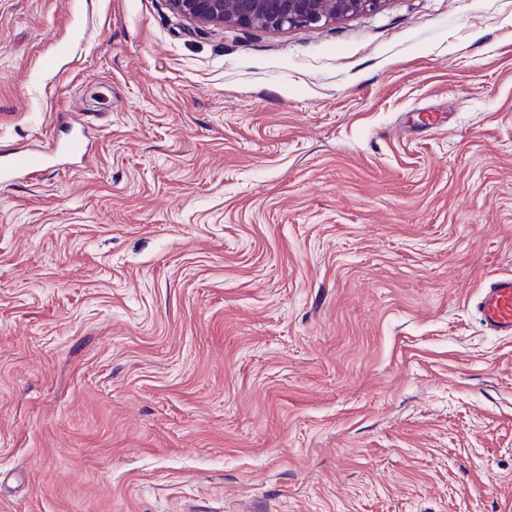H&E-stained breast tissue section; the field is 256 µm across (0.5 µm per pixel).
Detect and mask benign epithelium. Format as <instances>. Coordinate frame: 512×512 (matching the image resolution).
Returning a JSON list of instances; mask_svg holds the SVG:
<instances>
[{"instance_id":"benign-epithelium-1","label":"benign epithelium","mask_w":512,"mask_h":512,"mask_svg":"<svg viewBox=\"0 0 512 512\" xmlns=\"http://www.w3.org/2000/svg\"><path fill=\"white\" fill-rule=\"evenodd\" d=\"M170 9L195 23L224 28L272 30L326 25L356 12H374L382 0H167Z\"/></svg>"}]
</instances>
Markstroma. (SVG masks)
<instances>
[{
    "instance_id": "obj_1",
    "label": "stroma",
    "mask_w": 512,
    "mask_h": 512,
    "mask_svg": "<svg viewBox=\"0 0 512 512\" xmlns=\"http://www.w3.org/2000/svg\"><path fill=\"white\" fill-rule=\"evenodd\" d=\"M0 512H512V0L228 28L0 0ZM83 137V131H76L69 139L57 144L51 152H23L5 160L0 159V181L8 182L18 173H23L31 179L39 178L48 168L53 155H77L82 149ZM475 309L490 333L512 336V276L490 279L481 289Z\"/></svg>"
}]
</instances>
